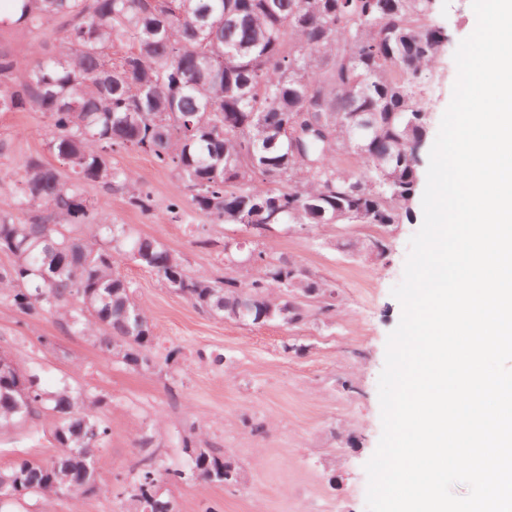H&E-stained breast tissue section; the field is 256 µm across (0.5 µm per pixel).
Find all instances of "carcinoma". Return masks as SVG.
Returning <instances> with one entry per match:
<instances>
[{"instance_id":"1","label":"carcinoma","mask_w":512,"mask_h":512,"mask_svg":"<svg viewBox=\"0 0 512 512\" xmlns=\"http://www.w3.org/2000/svg\"><path fill=\"white\" fill-rule=\"evenodd\" d=\"M13 25L30 32L65 19L53 53L0 50V113L24 106L47 118L48 148L66 166L26 161L5 173L25 218L0 212V297L29 318L47 314L147 366L152 326L118 270L129 257L196 308L241 321L292 325L309 317L294 294L338 311L336 291L291 259L265 249L266 229L319 224H398L416 195L428 129L418 92L448 44L430 23L434 0H12ZM23 80H18V74ZM367 126L355 136L356 126ZM285 130L288 135L277 136ZM150 155L183 185L191 206L237 224L263 246L248 280L188 270L157 240L135 236L87 201L83 187L120 192L142 212L152 199L112 154ZM81 225L84 234L72 235ZM379 239L337 247L360 252ZM20 388L0 373V431L38 408L59 418L61 452L0 469L15 498L66 497L96 490L94 460L108 428L91 412L100 399L53 392L35 374ZM234 466L225 451L201 450L192 475L222 483ZM163 474L142 463L129 493L135 512H176L151 490ZM70 487L76 493L64 495Z\"/></svg>"}]
</instances>
